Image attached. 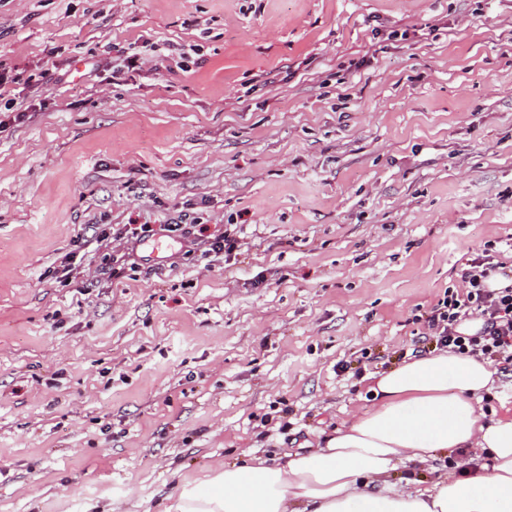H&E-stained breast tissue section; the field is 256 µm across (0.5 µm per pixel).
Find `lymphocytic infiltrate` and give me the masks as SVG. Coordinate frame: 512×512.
Masks as SVG:
<instances>
[{"label":"lymphocytic infiltrate","instance_id":"1","mask_svg":"<svg viewBox=\"0 0 512 512\" xmlns=\"http://www.w3.org/2000/svg\"><path fill=\"white\" fill-rule=\"evenodd\" d=\"M503 287H496L498 279ZM437 343L454 352L482 355L491 362L512 361V267L501 261L496 242L486 241L449 287L429 319Z\"/></svg>","mask_w":512,"mask_h":512}]
</instances>
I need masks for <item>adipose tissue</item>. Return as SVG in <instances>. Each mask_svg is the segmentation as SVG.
Listing matches in <instances>:
<instances>
[{"mask_svg":"<svg viewBox=\"0 0 512 512\" xmlns=\"http://www.w3.org/2000/svg\"><path fill=\"white\" fill-rule=\"evenodd\" d=\"M494 384L486 359L443 349L369 376L374 408L325 446L282 463L222 466L185 486L164 512H512V410L474 407ZM454 453L430 487L388 481L398 464Z\"/></svg>","mask_w":512,"mask_h":512,"instance_id":"adipose-tissue-1","label":"adipose tissue"}]
</instances>
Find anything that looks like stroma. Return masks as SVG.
Wrapping results in <instances>:
<instances>
[{
  "label": "stroma",
  "instance_id": "obj_1",
  "mask_svg": "<svg viewBox=\"0 0 512 512\" xmlns=\"http://www.w3.org/2000/svg\"><path fill=\"white\" fill-rule=\"evenodd\" d=\"M0 75V512L324 446L512 238V0H0ZM190 230L195 239L204 242L209 246V250L216 254L231 251L236 243V240L227 233V231L219 232L211 231L210 224H189Z\"/></svg>",
  "mask_w": 512,
  "mask_h": 512
}]
</instances>
